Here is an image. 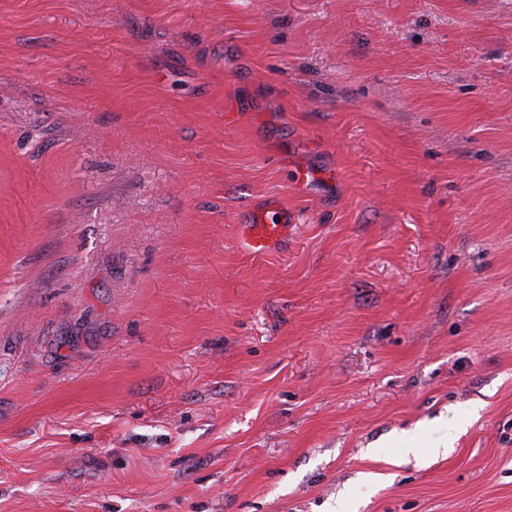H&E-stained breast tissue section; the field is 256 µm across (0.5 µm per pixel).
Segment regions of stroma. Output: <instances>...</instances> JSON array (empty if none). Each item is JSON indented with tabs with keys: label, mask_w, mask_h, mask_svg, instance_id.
I'll list each match as a JSON object with an SVG mask.
<instances>
[{
	"label": "stroma",
	"mask_w": 512,
	"mask_h": 512,
	"mask_svg": "<svg viewBox=\"0 0 512 512\" xmlns=\"http://www.w3.org/2000/svg\"><path fill=\"white\" fill-rule=\"evenodd\" d=\"M0 512H512V0H0ZM288 229V219L280 208L256 212L252 224H243L241 246L250 254H263L279 242Z\"/></svg>",
	"instance_id": "obj_1"
}]
</instances>
